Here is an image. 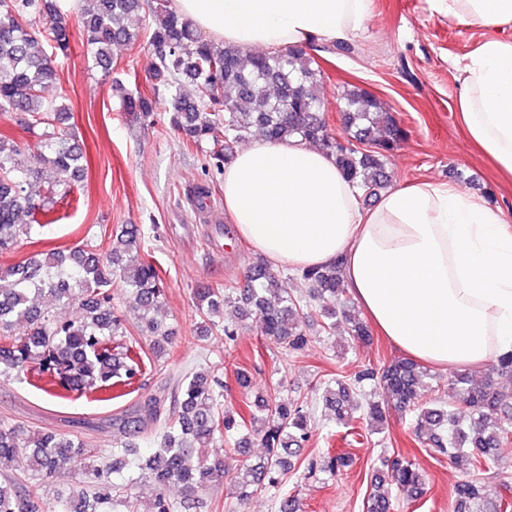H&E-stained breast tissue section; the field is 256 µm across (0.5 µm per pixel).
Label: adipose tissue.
Masks as SVG:
<instances>
[{
    "label": "adipose tissue",
    "instance_id": "adipose-tissue-1",
    "mask_svg": "<svg viewBox=\"0 0 512 512\" xmlns=\"http://www.w3.org/2000/svg\"><path fill=\"white\" fill-rule=\"evenodd\" d=\"M449 20L498 29L512 0H430ZM207 39L243 49L357 37L368 0H171ZM468 140L512 175V39H483L457 78ZM238 237L274 264L342 261L353 297L413 360L480 370L512 352V231L483 198L441 181L388 187L364 207L335 160L297 138L255 139L224 168Z\"/></svg>",
    "mask_w": 512,
    "mask_h": 512
}]
</instances>
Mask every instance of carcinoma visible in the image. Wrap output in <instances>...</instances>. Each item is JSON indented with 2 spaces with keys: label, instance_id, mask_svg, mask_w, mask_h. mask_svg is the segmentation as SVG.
<instances>
[{
  "label": "carcinoma",
  "instance_id": "1",
  "mask_svg": "<svg viewBox=\"0 0 512 512\" xmlns=\"http://www.w3.org/2000/svg\"><path fill=\"white\" fill-rule=\"evenodd\" d=\"M76 2L78 9L72 12L65 0H0V115L27 130L43 127L33 152L0 137V253L32 238L35 226L58 221L37 197V188L65 194L86 174V157L75 134L53 126L63 120L66 108L44 95L59 80L56 58L71 52L73 16L93 61L107 71L112 68V48L143 42L152 47L154 82L149 93L132 92L115 81L122 110L138 120L164 101L168 123L183 146L206 152L215 168H224L236 148L257 133L271 142L300 136L334 157L363 201L378 197L389 185L387 160L406 138V129L374 95L353 87L340 95L343 134L333 133L321 96V70L309 47L255 53L215 44L176 15L169 0ZM39 22L48 50L33 31ZM108 239L104 250L65 253L51 248L0 268V377L31 371L46 385L77 394H104L134 384L142 376L139 342L128 337L125 318L112 305L116 283L138 309L136 330L150 342L154 361L161 362L169 353L172 333L153 314L164 295L163 283L145 252L142 228L125 224ZM301 278L309 286L310 300L330 296L339 308L301 304L290 278L260 259L241 286L195 289L197 336L205 339L221 331L224 341L233 340L236 326L219 322L224 309L232 306L242 320L257 317L261 335L286 354L309 348L303 320L313 315L321 318L323 331L330 335L340 317L349 336L370 341L367 326L346 299L340 262L303 269ZM57 305L76 308L77 316H59ZM495 374L512 377V355L498 359L490 375L465 371L448 383L456 402L469 410L466 419L457 417L451 402L425 399L427 373L408 358L394 359L378 372L365 368L344 380L331 378L319 383L318 392L341 425L351 426L356 413L364 411L372 435L382 429L385 409L376 402H359L357 388L379 381L388 402L416 413L415 434L424 446L469 475L454 486V512H512V497L488 500L481 485L482 473L512 447V389L497 386ZM174 402L176 410L163 421L161 401L154 397L122 418L110 463L99 460V449L78 439L0 422V466L24 456L39 479L48 480L59 475L70 457L95 461L83 487L49 503L37 489L5 478L0 481V512H178L167 488L179 485L189 498L228 476L224 456L210 458L200 449L218 447L246 430L266 448V456L236 470L234 482L244 500L278 487L291 466L288 458L299 457L312 437L306 402L288 405L266 396L249 405L248 415L226 410L222 382L207 370L185 373L174 385ZM150 422L159 427V448L138 477L114 481L128 466L127 457L137 453L131 438ZM347 463V456L329 454L319 470L334 474ZM145 474L156 490L143 511L131 489ZM386 485L412 497L426 490L425 477L413 463L399 457L388 460L372 477L368 512H392Z\"/></svg>",
  "mask_w": 512,
  "mask_h": 512
}]
</instances>
